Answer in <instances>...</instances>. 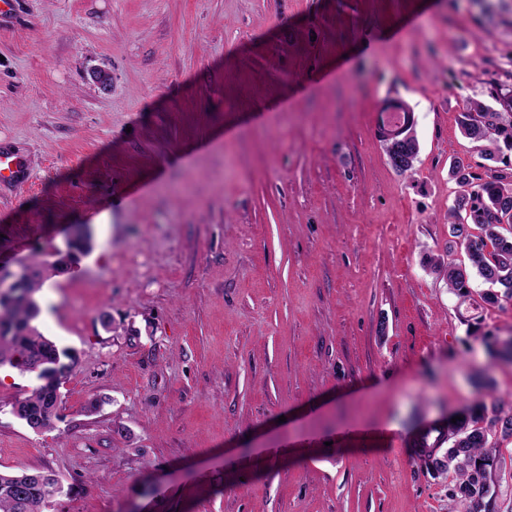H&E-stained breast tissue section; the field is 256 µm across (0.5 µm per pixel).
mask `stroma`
<instances>
[{"label": "stroma", "mask_w": 512, "mask_h": 512, "mask_svg": "<svg viewBox=\"0 0 512 512\" xmlns=\"http://www.w3.org/2000/svg\"><path fill=\"white\" fill-rule=\"evenodd\" d=\"M99 68L108 87L91 78ZM512 88V0H15L0 17V264L91 252L37 294L75 357L52 426L0 381V473L47 512H451L416 450L512 402V302L453 293L455 162L485 173L468 101ZM412 113L390 163L373 118ZM494 383L486 394L477 383ZM482 512H512L493 435ZM26 165L13 151L0 148V185H21L25 182Z\"/></svg>", "instance_id": "obj_1"}]
</instances>
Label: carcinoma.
Instances as JSON below:
<instances>
[{
	"label": "carcinoma",
	"instance_id": "carcinoma-1",
	"mask_svg": "<svg viewBox=\"0 0 512 512\" xmlns=\"http://www.w3.org/2000/svg\"><path fill=\"white\" fill-rule=\"evenodd\" d=\"M495 99L504 111L475 102L460 113L459 125L468 138L492 142L497 153L512 152V97L498 92ZM452 174L460 183L472 186L450 209L452 217L465 211L469 222L449 225L450 235L465 245L470 268L448 265V287L459 294L468 293L473 270L495 288L486 295L487 300L512 302V184L494 173L474 175L461 162L452 167ZM472 225L481 230L475 239L469 231ZM91 248V232L82 225L75 226V235L65 252L58 253L53 261H29L30 274L23 288L8 302L0 299V329L7 328L0 332V366L34 373L40 381L29 396L18 401L19 419L27 425L34 421L41 429L51 426L56 409L54 392L74 365L67 351L58 348L33 325L39 315L35 294L45 281ZM496 431L512 436V411L500 408L487 420L484 408L480 407L474 419L460 420L448 429V469L454 471L457 479L451 497L459 512H478L490 493L489 475L495 457L488 442L489 434ZM46 506L47 500L34 483L0 477V512H44Z\"/></svg>",
	"mask_w": 512,
	"mask_h": 512
}]
</instances>
